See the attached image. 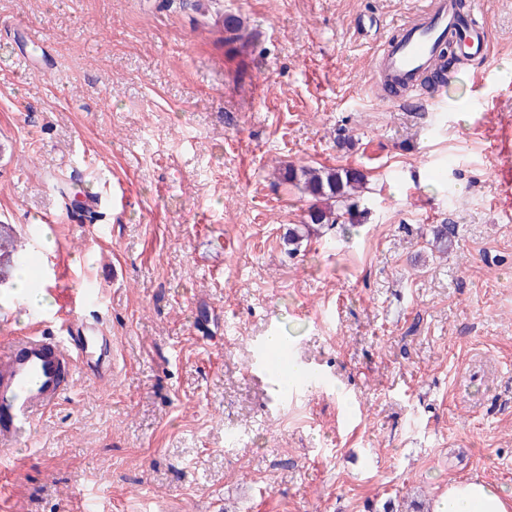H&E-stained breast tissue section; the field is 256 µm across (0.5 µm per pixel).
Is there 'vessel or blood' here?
<instances>
[{
    "mask_svg": "<svg viewBox=\"0 0 512 512\" xmlns=\"http://www.w3.org/2000/svg\"><path fill=\"white\" fill-rule=\"evenodd\" d=\"M481 0H430L402 22L379 58L384 76L419 91L420 75L434 62L445 41L456 43L467 62L486 58L488 32L477 20ZM62 339L17 336L0 346V446L8 447L27 431L34 417L54 405L73 383L77 368L96 380L112 373V344L96 325L70 321Z\"/></svg>",
    "mask_w": 512,
    "mask_h": 512,
    "instance_id": "vessel-or-blood-1",
    "label": "vessel or blood"
}]
</instances>
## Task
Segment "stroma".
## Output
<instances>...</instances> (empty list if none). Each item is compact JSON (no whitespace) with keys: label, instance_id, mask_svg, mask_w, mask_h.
<instances>
[{"label":"stroma","instance_id":"1","mask_svg":"<svg viewBox=\"0 0 512 512\" xmlns=\"http://www.w3.org/2000/svg\"><path fill=\"white\" fill-rule=\"evenodd\" d=\"M428 0H0V224L51 234L48 309L83 288L112 378L0 453V512H380L476 477L512 496V0L442 100L373 71ZM252 36L228 53L224 19ZM367 177L361 224L280 163ZM123 189L79 223L74 193ZM453 246L429 249L434 226ZM314 376L282 396L270 333Z\"/></svg>","mask_w":512,"mask_h":512}]
</instances>
